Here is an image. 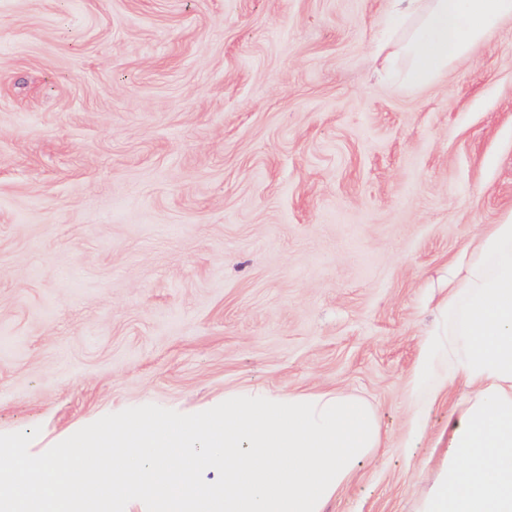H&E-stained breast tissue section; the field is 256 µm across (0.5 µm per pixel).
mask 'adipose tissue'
<instances>
[{"label":"adipose tissue","mask_w":512,"mask_h":512,"mask_svg":"<svg viewBox=\"0 0 512 512\" xmlns=\"http://www.w3.org/2000/svg\"><path fill=\"white\" fill-rule=\"evenodd\" d=\"M512 0H389L390 34L410 60L408 80L429 83L466 57L507 17ZM438 328L416 367L420 413L448 387V442L415 512H512V218L490 225L463 252Z\"/></svg>","instance_id":"1"}]
</instances>
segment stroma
Segmentation results:
<instances>
[{
    "label": "stroma",
    "instance_id": "stroma-1",
    "mask_svg": "<svg viewBox=\"0 0 512 512\" xmlns=\"http://www.w3.org/2000/svg\"><path fill=\"white\" fill-rule=\"evenodd\" d=\"M389 0H0V433L262 386L379 409L326 512H414L463 249L512 215V17L412 88Z\"/></svg>",
    "mask_w": 512,
    "mask_h": 512
}]
</instances>
